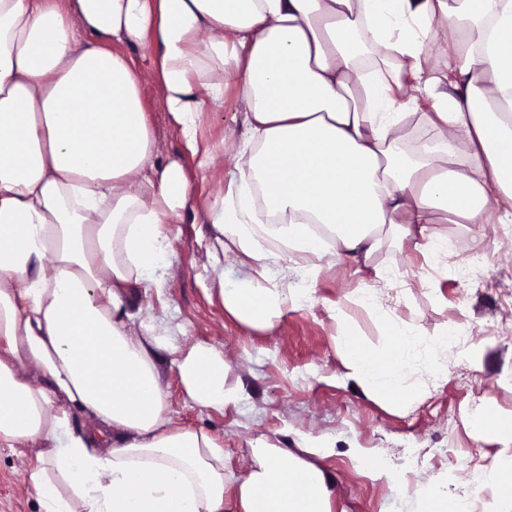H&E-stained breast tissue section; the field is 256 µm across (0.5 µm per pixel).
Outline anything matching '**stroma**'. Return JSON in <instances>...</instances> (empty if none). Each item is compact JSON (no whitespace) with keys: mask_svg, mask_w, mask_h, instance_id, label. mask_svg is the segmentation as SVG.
Instances as JSON below:
<instances>
[{"mask_svg":"<svg viewBox=\"0 0 512 512\" xmlns=\"http://www.w3.org/2000/svg\"><path fill=\"white\" fill-rule=\"evenodd\" d=\"M141 98L151 117L159 160L184 166L193 186L190 204L205 213L210 199L224 188L225 171L234 164L230 146L242 137L247 105L241 90L225 92L223 109L203 107L206 135L227 145L204 175L169 124L151 75L143 77ZM447 231L463 241L455 262L470 263L472 252L479 249L495 255L493 263L472 269L467 284L451 278L432 290L420 254H380L381 261L405 270L412 285L407 293L398 285L390 291L398 314L415 320L431 336L446 328L455 331L448 342L447 377L429 387L425 399L402 411L341 379L344 367L333 341L329 306L339 304L350 316L360 344L373 346L380 340L377 322L356 297L360 281L349 261L337 260L322 278L313 306L288 314L270 331L256 332L224 312L213 287L218 273L207 265L200 246L205 225H172L173 257L165 288L142 302L152 306L160 320L181 324V344L221 350L227 384L243 393L239 405L199 410L187 400L171 355L162 354L174 422L210 429L224 448L227 470L238 476L247 471L248 448L257 438L294 452L326 442L333 453L321 464L335 484L336 504L345 512H393L396 490L370 477L372 468L398 473L410 493L459 469L477 471L482 481L501 485L499 440L512 431V340L499 337L495 327L512 324V227L451 224ZM476 406L497 420V429L471 422L469 411ZM357 448L367 449L368 467L355 462ZM29 457V449L0 447V512H38L26 483Z\"/></svg>","mask_w":512,"mask_h":512,"instance_id":"stroma-1","label":"stroma"}]
</instances>
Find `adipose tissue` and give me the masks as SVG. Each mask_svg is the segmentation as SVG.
I'll return each mask as SVG.
<instances>
[{"mask_svg": "<svg viewBox=\"0 0 512 512\" xmlns=\"http://www.w3.org/2000/svg\"><path fill=\"white\" fill-rule=\"evenodd\" d=\"M148 71L201 170L217 150L204 103L231 85L247 102L206 207L225 314L270 330L349 259L370 274L360 301L381 341L359 344L332 306L346 377L402 405L447 375L448 339L396 315L385 291L406 274L375 256L408 245L464 282L442 224H512V0H0V447L33 449L39 512H226L231 482L238 512H333L326 444L306 460L258 439L238 478L213 435L170 415L164 352L200 409L242 394L219 350L178 344L136 305L163 288L191 194L158 159ZM258 223L301 263L261 248ZM398 512H512V498L433 484L399 493Z\"/></svg>", "mask_w": 512, "mask_h": 512, "instance_id": "adipose-tissue-1", "label": "adipose tissue"}]
</instances>
